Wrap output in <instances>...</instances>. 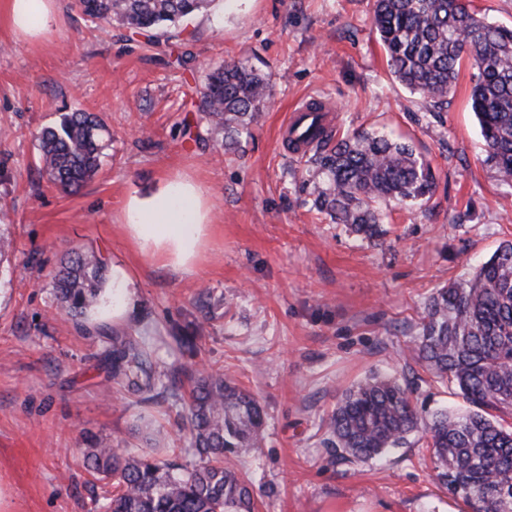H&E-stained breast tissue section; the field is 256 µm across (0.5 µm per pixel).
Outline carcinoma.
Returning <instances> with one entry per match:
<instances>
[{
  "label": "carcinoma",
  "mask_w": 512,
  "mask_h": 512,
  "mask_svg": "<svg viewBox=\"0 0 512 512\" xmlns=\"http://www.w3.org/2000/svg\"><path fill=\"white\" fill-rule=\"evenodd\" d=\"M214 0H77L83 18L118 23L153 45L170 39L166 29L205 11ZM372 23L390 72L432 108L448 104L459 70H474L469 104L480 127L485 164L512 185V27L491 23L469 0H374ZM267 77L230 62L207 76L199 111L224 148L250 133L270 101ZM40 171L54 186L75 191L100 170L112 133L92 112L63 115L41 130ZM305 163L312 206L369 241L382 237L379 206L396 200L420 205L435 177L414 147L383 135L358 132L320 137ZM108 265L93 250L70 255L54 275L59 302L75 322L101 299ZM106 348L98 365L100 385L116 384L154 405L178 398L180 375L192 382L186 422L195 459L158 460L156 449L132 454L99 436H84V464L116 494L104 512H257L258 497L241 470L242 457L263 441L257 400L228 375L198 367L158 371L147 337L103 325ZM414 359L429 377L469 404L464 413L441 409L426 418L414 390L396 378L372 375L349 388L332 412L328 430L347 458L367 460L409 443L422 433L434 451V473L448 494L471 512H512V240L503 241L462 283L444 285L426 300ZM168 382H163L162 377Z\"/></svg>",
  "instance_id": "cac0c4a2"
}]
</instances>
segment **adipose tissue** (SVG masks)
Here are the masks:
<instances>
[{
	"mask_svg": "<svg viewBox=\"0 0 512 512\" xmlns=\"http://www.w3.org/2000/svg\"><path fill=\"white\" fill-rule=\"evenodd\" d=\"M127 215L126 230L137 249L164 267L191 269L211 230L200 190L186 182L133 199Z\"/></svg>",
	"mask_w": 512,
	"mask_h": 512,
	"instance_id": "adipose-tissue-1",
	"label": "adipose tissue"
}]
</instances>
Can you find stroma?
I'll return each mask as SVG.
<instances>
[{"label": "stroma", "mask_w": 512, "mask_h": 512, "mask_svg": "<svg viewBox=\"0 0 512 512\" xmlns=\"http://www.w3.org/2000/svg\"><path fill=\"white\" fill-rule=\"evenodd\" d=\"M372 6L214 0L180 40L150 47L86 22L76 0H53L50 29L23 35L0 0V231L12 242L0 263V512H103L85 432L191 457L188 388L153 407L124 391L104 398L101 344L57 311L61 260L90 249L132 280L124 329L165 336L205 321L195 351L160 345L162 365L224 370L260 403L265 441L243 460L260 512H467L435 483L424 442L353 463L328 444L326 419L352 384L422 375L410 349L434 289L471 277L512 239V186L484 163L471 69L432 111L392 77ZM182 53L187 65L165 64ZM227 60L271 83L250 136L228 151L189 92ZM313 97L335 106V136L373 131L431 164V199L383 204L379 241L314 211L306 169L282 144L286 115ZM76 110L103 118L112 147L93 179L64 192L39 170L37 134ZM177 179L201 187L212 224L188 273L143 256L123 228L132 197Z\"/></svg>", "instance_id": "obj_1"}]
</instances>
